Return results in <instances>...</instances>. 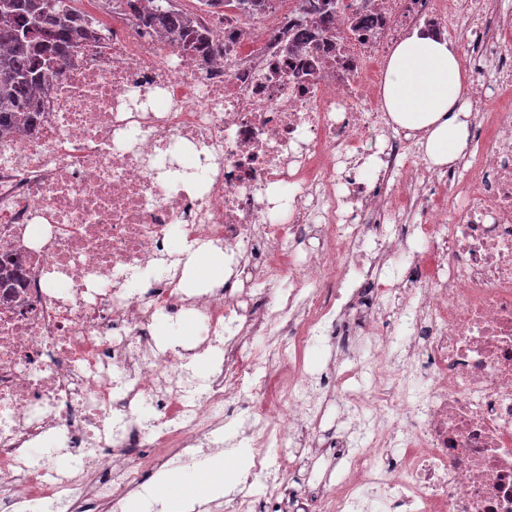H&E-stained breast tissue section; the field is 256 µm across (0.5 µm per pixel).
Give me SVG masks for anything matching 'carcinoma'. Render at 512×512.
I'll use <instances>...</instances> for the list:
<instances>
[{"label":"carcinoma","mask_w":512,"mask_h":512,"mask_svg":"<svg viewBox=\"0 0 512 512\" xmlns=\"http://www.w3.org/2000/svg\"><path fill=\"white\" fill-rule=\"evenodd\" d=\"M142 23L191 46L210 47L205 25L195 15L156 0H126ZM86 36L82 17L60 0H0V129L21 130L37 111L47 72L71 55Z\"/></svg>","instance_id":"1"}]
</instances>
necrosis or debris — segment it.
I'll list each match as a JSON object with an SVG mask.
<instances>
[{
	"instance_id": "4bbe7bcc",
	"label": "necrosis or debris",
	"mask_w": 512,
	"mask_h": 512,
	"mask_svg": "<svg viewBox=\"0 0 512 512\" xmlns=\"http://www.w3.org/2000/svg\"><path fill=\"white\" fill-rule=\"evenodd\" d=\"M210 15L201 56L126 6L43 81L44 112L0 134V512H115L192 464L246 410L250 512L268 449L336 451L335 485L269 484L281 512H512V86L497 0H339ZM457 34L484 90L453 167L379 101L393 49ZM224 248V282L182 288L168 246ZM196 318L198 343L155 322ZM329 344L341 390L312 377ZM218 349L201 379L184 365ZM341 397L356 432L324 435ZM163 325H166L168 330L170 331V324L166 319H161L156 324V334L157 340L161 344H169V343H185L188 344L192 341L195 336V327L191 322H187L184 324L182 332L178 336L170 335L168 330Z\"/></svg>"
}]
</instances>
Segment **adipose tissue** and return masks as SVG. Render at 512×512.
Here are the masks:
<instances>
[{"mask_svg":"<svg viewBox=\"0 0 512 512\" xmlns=\"http://www.w3.org/2000/svg\"><path fill=\"white\" fill-rule=\"evenodd\" d=\"M468 84L452 42L413 33L393 51L382 103L393 123L425 135V151L439 166L453 164L469 138Z\"/></svg>","mask_w":512,"mask_h":512,"instance_id":"1","label":"adipose tissue"}]
</instances>
